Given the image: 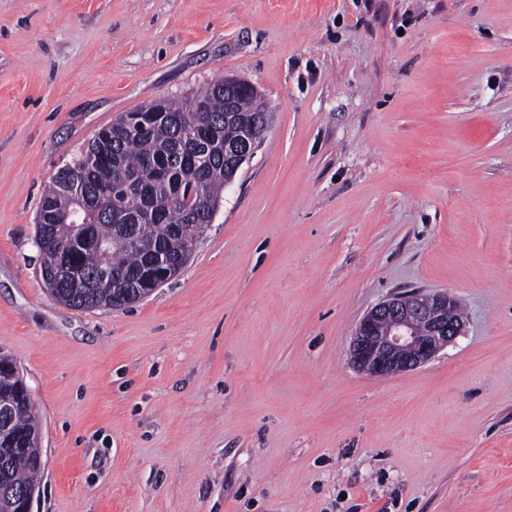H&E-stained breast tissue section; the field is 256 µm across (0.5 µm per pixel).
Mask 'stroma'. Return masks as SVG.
Segmentation results:
<instances>
[{
    "instance_id": "obj_1",
    "label": "stroma",
    "mask_w": 512,
    "mask_h": 512,
    "mask_svg": "<svg viewBox=\"0 0 512 512\" xmlns=\"http://www.w3.org/2000/svg\"><path fill=\"white\" fill-rule=\"evenodd\" d=\"M254 84L270 128L178 276L55 301L45 187L121 116ZM465 329L372 377L358 321ZM0 353L33 512H512V0H0ZM454 307L458 317L452 316ZM464 326L458 304L448 293L417 290L395 295L359 321L352 337L351 361L372 376L413 370L452 343ZM32 405L30 391L20 369L9 357L0 355V452L4 456L23 447L10 421ZM13 429L25 436L38 429L32 408L16 416Z\"/></svg>"
}]
</instances>
